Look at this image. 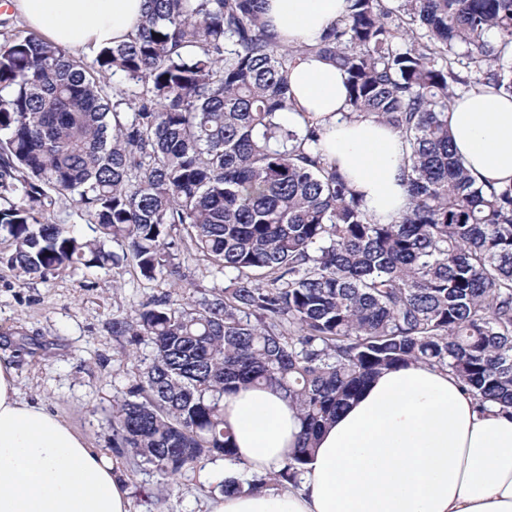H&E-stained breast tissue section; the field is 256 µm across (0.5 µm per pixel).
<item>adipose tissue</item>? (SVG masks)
Listing matches in <instances>:
<instances>
[{
	"instance_id": "obj_1",
	"label": "adipose tissue",
	"mask_w": 512,
	"mask_h": 512,
	"mask_svg": "<svg viewBox=\"0 0 512 512\" xmlns=\"http://www.w3.org/2000/svg\"><path fill=\"white\" fill-rule=\"evenodd\" d=\"M46 40L76 52L128 40L145 0H9ZM347 0H266L264 17L289 47L314 44ZM294 107L281 122H318L329 162L385 221L407 203L401 139L355 118L346 75L331 60L298 56ZM448 129L475 185L512 183V96L490 88L453 99ZM247 474L279 468L299 444L295 405L266 387L224 398ZM0 512H130L129 490L106 457L44 407L19 396L0 360ZM209 512H512V416L477 404L450 372L424 364L387 370L319 436L298 485L223 495Z\"/></svg>"
}]
</instances>
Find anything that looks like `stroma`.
<instances>
[{
	"label": "stroma",
	"instance_id": "obj_1",
	"mask_svg": "<svg viewBox=\"0 0 512 512\" xmlns=\"http://www.w3.org/2000/svg\"><path fill=\"white\" fill-rule=\"evenodd\" d=\"M181 278H144L123 265L113 272L70 270L28 280L0 263V360H10L24 400L64 418L97 453L112 454V405L152 359L150 344L112 333L151 298H199L230 283L193 253L181 252ZM130 488L133 512H205L215 487L199 470L162 479L153 466L113 456Z\"/></svg>",
	"mask_w": 512,
	"mask_h": 512
}]
</instances>
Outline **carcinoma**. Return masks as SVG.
Wrapping results in <instances>:
<instances>
[{"label":"carcinoma","instance_id":"carcinoma-1","mask_svg":"<svg viewBox=\"0 0 512 512\" xmlns=\"http://www.w3.org/2000/svg\"><path fill=\"white\" fill-rule=\"evenodd\" d=\"M348 2L302 51L333 59L351 111L401 138L408 203L388 222L326 160L320 127L278 121L296 51L268 31L265 0H146L137 33L91 65L33 32L0 42L1 263L29 279L123 262L174 275L180 226L186 250L234 274L198 303L165 296L112 319V335L153 345L112 405V447L136 466L239 462L224 395L242 386L298 408L280 485L383 370L436 366L479 405L512 408V184L474 185L447 115L463 69L512 95V0ZM116 74L135 102L108 91ZM63 201L94 236L55 221Z\"/></svg>","mask_w":512,"mask_h":512}]
</instances>
